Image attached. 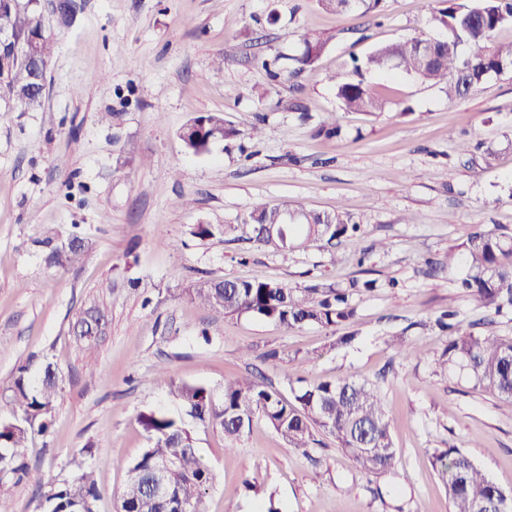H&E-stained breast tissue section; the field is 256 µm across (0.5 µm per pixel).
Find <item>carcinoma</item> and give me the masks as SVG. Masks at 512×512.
<instances>
[{"mask_svg":"<svg viewBox=\"0 0 512 512\" xmlns=\"http://www.w3.org/2000/svg\"><path fill=\"white\" fill-rule=\"evenodd\" d=\"M322 6L337 14L380 9L382 0H320ZM433 24L443 31L435 40L434 59L426 60L420 44L413 38L373 49L365 57L352 58L349 72L330 76L341 109L347 112L382 111L387 100L366 81L364 74L394 70L422 84L438 86L453 100L491 74L512 69V42L498 44L494 34L512 26V0H478L464 8L456 0H439L432 14ZM0 29H8L20 40L39 37L37 46L45 61H50L53 45L41 33V7L31 0H15L0 8ZM301 52L292 57L295 75L315 64L327 44V38L308 33ZM205 126L204 135L187 145L197 155L210 152L213 144L253 139L259 128L248 133L228 127L224 116L207 113L193 118ZM253 225L250 241L261 247L289 249L294 244L326 242L356 236L361 230L349 214L299 211L297 223L288 225L286 239L271 235V228L283 223L281 206L259 203L249 215ZM232 228L224 224H197L191 234L200 239L224 236ZM461 262L455 279L460 293L474 298L487 311L501 315L512 312V229L500 226L486 230L473 226L459 245ZM86 243L56 251V263L72 264L84 256ZM372 292L377 282H351L348 288L332 284H314L290 288L280 282L221 279L200 281L183 289L190 300L218 314H252L288 330L317 324L339 327L352 319L355 309L352 289ZM105 313L97 306L79 312L73 323L78 345L92 351L105 334ZM423 327L448 332V341L437 359L439 369L450 378H460L472 388L498 399L512 401V338L483 334L465 328L458 310L450 307ZM60 379L52 364L29 360L17 367L8 388L15 412L0 418V472L27 473L26 448L29 436L51 424L59 393ZM171 392L179 400L185 416L144 410L138 422L146 434L147 446L131 462L126 482L119 495L118 512H169L166 498L154 491L155 466L162 460L173 461L166 484L174 497L187 504V512H204L206 494L216 481L213 470L204 462L196 446L191 424L216 426L232 442L250 427L253 417L261 415L291 448L307 449L319 443L315 432L334 438L355 467L366 474L387 473L394 469L397 450L391 434V418L373 385L352 377L321 381L284 397L249 378L224 384L220 397L200 384L171 383ZM76 473L52 483L41 493L45 512H95L99 498L91 467L73 460ZM432 466L445 483L449 512H478L483 504L501 499L502 489L491 482L472 459L456 446L432 456Z\"/></svg>","mask_w":512,"mask_h":512,"instance_id":"obj_1","label":"carcinoma"}]
</instances>
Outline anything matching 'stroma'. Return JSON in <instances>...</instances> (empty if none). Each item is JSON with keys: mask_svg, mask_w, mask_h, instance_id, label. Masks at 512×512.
<instances>
[{"mask_svg": "<svg viewBox=\"0 0 512 512\" xmlns=\"http://www.w3.org/2000/svg\"><path fill=\"white\" fill-rule=\"evenodd\" d=\"M436 6L383 0L374 17L336 14L319 0H84L67 26L43 12L54 49L41 105L0 96V417L12 411L4 392L27 360L54 364L62 390L49 433L32 436L28 474L0 477L13 512H43V486L69 478L75 459L95 470L97 512H115L127 467L146 445L139 412L179 413L170 381L218 395L243 376L286 396L293 378L374 384L397 463L362 474L334 438L302 452L259 416L232 444L199 426L196 447L216 474L207 512H448L431 457L451 445L512 492V401L437 372L445 338L419 326L450 304L464 325L487 317L448 270L424 261L458 260L473 225L512 228V70L454 100L371 73L388 100L375 114L341 110L329 81L350 55L438 36ZM308 32L329 42L314 66L290 74ZM260 56L275 60L277 77ZM206 112L244 132L259 127L249 154L220 144L190 152L179 131ZM325 121L340 137L319 134ZM457 137L497 151L469 159L456 152ZM181 196L190 206H177ZM259 202L348 212L364 235L332 251L259 248L243 227ZM196 224L232 225L237 238H195ZM75 233L88 243L82 263L55 264L51 246ZM216 278L383 286L354 294L344 331L355 340L345 345L332 330L215 314L181 294ZM92 305L108 330L89 370L70 321ZM402 333L418 353L394 347ZM271 351L278 360L267 361Z\"/></svg>", "mask_w": 512, "mask_h": 512, "instance_id": "obj_1", "label": "stroma"}]
</instances>
